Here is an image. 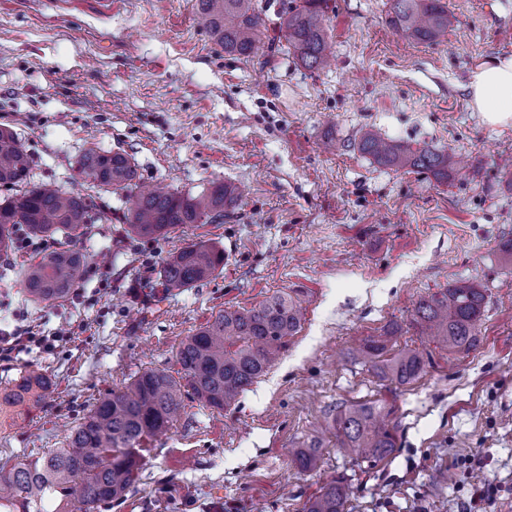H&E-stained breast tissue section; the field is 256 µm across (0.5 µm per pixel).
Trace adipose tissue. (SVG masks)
Instances as JSON below:
<instances>
[{"label":"adipose tissue","mask_w":512,"mask_h":512,"mask_svg":"<svg viewBox=\"0 0 512 512\" xmlns=\"http://www.w3.org/2000/svg\"><path fill=\"white\" fill-rule=\"evenodd\" d=\"M469 102L492 126H512V56L473 68L467 83Z\"/></svg>","instance_id":"ef3b65f1"}]
</instances>
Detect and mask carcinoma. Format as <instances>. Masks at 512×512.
Here are the masks:
<instances>
[{
	"mask_svg": "<svg viewBox=\"0 0 512 512\" xmlns=\"http://www.w3.org/2000/svg\"><path fill=\"white\" fill-rule=\"evenodd\" d=\"M329 0H291L282 11L280 30L288 49L307 69L331 65L327 49ZM389 24L419 43L448 36L456 17L443 0H389ZM203 28L224 53L248 58L263 34L257 0H192ZM358 150L396 170L413 168L448 179V151L413 150L365 130ZM33 159L9 127H0V253L18 249L24 239L56 240L58 246L29 260L22 282L37 303L67 299L86 279L92 257L82 243L89 225L108 219L91 196L53 183L31 180ZM81 179L123 194L130 208L128 234L159 239L187 224H222L234 211L237 188L218 182L193 194L146 190L138 168L122 152L89 149L77 161ZM224 267V250L191 242L164 259L155 274L138 284L153 297L169 295L211 278ZM487 289L460 280L422 297L412 322L450 353H468L480 343L479 327ZM304 320L301 301L277 291L249 309L223 310L182 341L176 361L180 377L146 369L122 390L102 393L88 413L70 428L66 446L34 461H0V512H100L125 500L143 465V443L169 430L186 398L212 410L235 404L247 388L281 358L288 338ZM398 325L379 336L356 341L349 353L370 365L383 380L400 385L419 379L427 360L417 348H394ZM54 388L52 376L37 365L19 368L18 377L0 381V413L20 415L40 405ZM381 401L352 404L336 414V447L355 460L378 461L397 448L395 427ZM299 468L319 467L320 446L293 453ZM349 487L336 479L305 504V512H347Z\"/></svg>",
	"mask_w": 512,
	"mask_h": 512,
	"instance_id": "1",
	"label": "carcinoma"
}]
</instances>
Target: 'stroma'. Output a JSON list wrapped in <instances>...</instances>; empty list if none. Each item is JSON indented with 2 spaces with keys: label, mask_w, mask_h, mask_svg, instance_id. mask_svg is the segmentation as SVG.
<instances>
[{
  "label": "stroma",
  "mask_w": 512,
  "mask_h": 512,
  "mask_svg": "<svg viewBox=\"0 0 512 512\" xmlns=\"http://www.w3.org/2000/svg\"><path fill=\"white\" fill-rule=\"evenodd\" d=\"M446 2L456 28L422 44L388 25V0H330L335 63L312 71L278 39L284 0H259L264 36L247 60L225 55L190 0H0V126L32 156L34 181L81 189L76 163L94 148L129 154L143 182L171 191H243L224 223L141 240L126 235L128 199L96 192L111 220L83 247L108 261L62 303L29 302L15 271L52 241L10 258L0 336L54 343L0 357V377L34 364L56 391L0 419V461L65 447L99 392L148 367L177 374L181 342L218 312L294 291L305 320L279 362L224 413L187 401L115 512H302L338 478L348 512H460L484 484L496 488L486 512H512V256L500 250L512 239V127L487 125L465 89L473 67L512 55V0ZM366 129L447 150L455 170L439 181L380 166L355 146ZM192 241L223 248V268L131 302L129 284ZM460 280L484 286L488 304L479 347L451 354L412 314ZM394 322L398 344L427 358L405 386L346 354ZM375 400L391 410L397 449L357 461L331 424L340 407ZM313 441L320 466L300 471L292 451Z\"/></svg>",
  "instance_id": "obj_1"
}]
</instances>
